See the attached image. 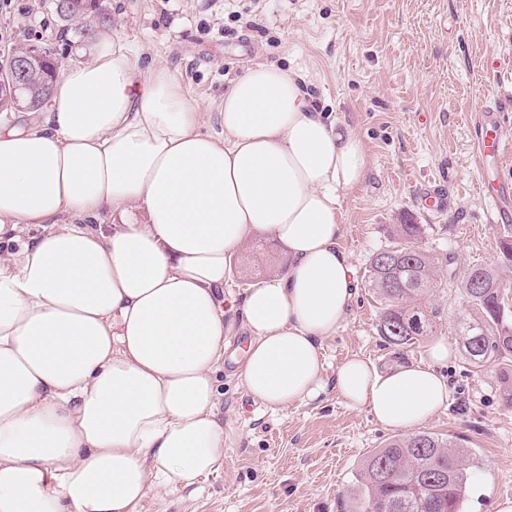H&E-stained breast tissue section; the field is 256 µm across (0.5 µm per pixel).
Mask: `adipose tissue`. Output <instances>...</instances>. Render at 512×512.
<instances>
[{
  "label": "adipose tissue",
  "instance_id": "obj_1",
  "mask_svg": "<svg viewBox=\"0 0 512 512\" xmlns=\"http://www.w3.org/2000/svg\"><path fill=\"white\" fill-rule=\"evenodd\" d=\"M91 51L39 121L0 124V512H138L221 466L224 280L261 238L288 264L233 305L254 401L276 412L332 385L405 430L446 407L443 341L424 361L352 356L325 374L356 284L340 245L341 199L369 168L355 130L270 64L212 116L167 67L137 73L111 33Z\"/></svg>",
  "mask_w": 512,
  "mask_h": 512
}]
</instances>
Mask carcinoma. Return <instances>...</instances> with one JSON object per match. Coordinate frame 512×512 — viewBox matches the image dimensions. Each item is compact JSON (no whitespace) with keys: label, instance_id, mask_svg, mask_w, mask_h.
I'll return each mask as SVG.
<instances>
[{"label":"carcinoma","instance_id":"1","mask_svg":"<svg viewBox=\"0 0 512 512\" xmlns=\"http://www.w3.org/2000/svg\"><path fill=\"white\" fill-rule=\"evenodd\" d=\"M66 25H80L92 12L107 20L99 0H53ZM60 78L53 50L32 59L24 76L23 99L39 110ZM422 226L398 224L388 249L371 259L369 283L382 301L378 331L389 343L412 346L434 332L438 310L426 295L442 273L422 247ZM469 309L456 322V336L468 364L496 368L512 357V289L498 273L468 267L461 276ZM472 452L458 438L432 432L395 436L369 450L355 476L348 512H466L470 496Z\"/></svg>","mask_w":512,"mask_h":512}]
</instances>
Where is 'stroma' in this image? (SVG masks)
<instances>
[{
	"mask_svg": "<svg viewBox=\"0 0 512 512\" xmlns=\"http://www.w3.org/2000/svg\"><path fill=\"white\" fill-rule=\"evenodd\" d=\"M113 41L132 51L138 71L162 64L209 112L229 81L263 62L301 74L321 111L347 123L369 158L366 180L341 201V246L356 270L357 290L342 328L325 340L327 374L347 357L378 365L426 357L431 341L456 344L454 324L467 308L458 273L481 265L512 282L498 225L476 193L478 114L490 102L506 141L502 170L512 182V0H101ZM38 40L63 65L81 62L82 39L65 28L50 0H0V38ZM440 208L424 206L429 192ZM397 224L423 227L420 244L446 269L430 298L438 320L430 339L410 347L377 333L381 305L368 284L371 257L390 246ZM288 258L276 243L246 246L229 265L225 294H238L280 271ZM230 346L217 373L224 422V464L196 490L149 495L139 512H346L347 495L366 453L396 431L347 407L335 389L311 404L273 413L254 402L238 376L249 332L224 315ZM450 385L446 409L422 424L471 448L467 512H496L499 490L512 486V405L498 373L476 371L463 356L441 369Z\"/></svg>",
	"mask_w": 512,
	"mask_h": 512,
	"instance_id": "1",
	"label": "stroma"
}]
</instances>
